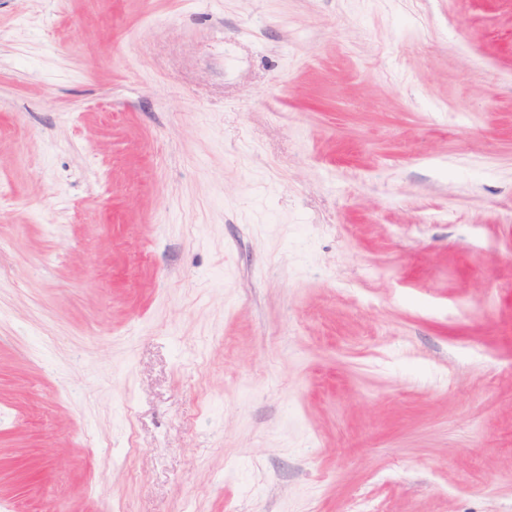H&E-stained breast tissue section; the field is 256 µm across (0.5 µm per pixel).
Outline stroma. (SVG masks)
Listing matches in <instances>:
<instances>
[{"label":"stroma","mask_w":512,"mask_h":512,"mask_svg":"<svg viewBox=\"0 0 512 512\" xmlns=\"http://www.w3.org/2000/svg\"><path fill=\"white\" fill-rule=\"evenodd\" d=\"M0 512H512V0H0Z\"/></svg>","instance_id":"stroma-1"}]
</instances>
